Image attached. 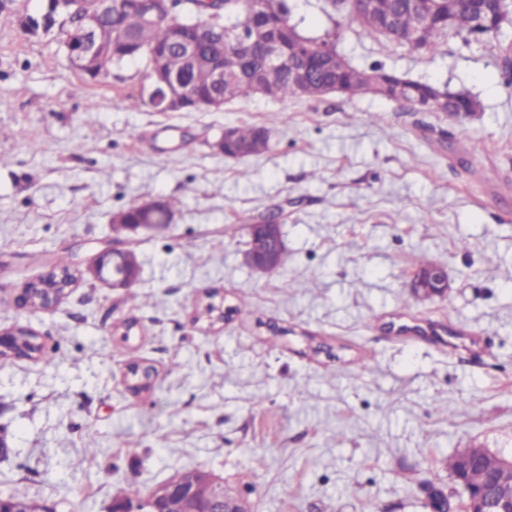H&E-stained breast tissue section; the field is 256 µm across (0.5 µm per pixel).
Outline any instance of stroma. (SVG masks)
Returning a JSON list of instances; mask_svg holds the SVG:
<instances>
[{"label": "stroma", "instance_id": "35a3bbf8", "mask_svg": "<svg viewBox=\"0 0 512 512\" xmlns=\"http://www.w3.org/2000/svg\"><path fill=\"white\" fill-rule=\"evenodd\" d=\"M307 36L336 34L358 67L388 70L480 107L456 122L374 95L241 97L218 111L128 108L145 61L83 84L61 31L18 16L46 0H0V332L31 329L54 361L0 362V492L49 512H111L126 482L150 495L201 469L251 512H430L435 479L456 512L449 455L512 456V88L496 43L443 40L415 54L363 30L331 0H290ZM95 104L96 118L85 110ZM267 128L268 152L236 160L225 126ZM182 205L163 231L122 242L144 266L128 289L82 280L60 304H16L56 253L85 257L115 212ZM276 215L286 261L257 275L248 226ZM448 269L443 298L409 286ZM247 296L250 316L201 318ZM492 337L491 354L449 350L426 321ZM285 336L273 337V329ZM342 347L311 353L306 336ZM153 369L126 387L129 357ZM96 445L87 453V442Z\"/></svg>", "mask_w": 512, "mask_h": 512}]
</instances>
